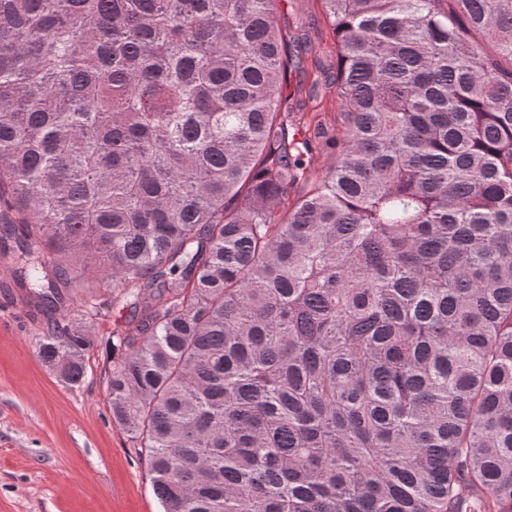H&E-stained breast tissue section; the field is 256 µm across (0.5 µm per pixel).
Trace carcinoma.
Wrapping results in <instances>:
<instances>
[{"label":"carcinoma","mask_w":512,"mask_h":512,"mask_svg":"<svg viewBox=\"0 0 512 512\" xmlns=\"http://www.w3.org/2000/svg\"><path fill=\"white\" fill-rule=\"evenodd\" d=\"M0 0V224L71 385L62 285L130 313L112 421L163 512H512V0ZM318 149L327 166L303 157ZM285 15L280 24L288 41L297 33L307 34L300 68L292 73L288 81V110L295 112L296 119L304 115L303 121L321 120L328 126L336 124L338 108L334 96L326 90L317 98L309 96L312 82L319 76L318 65L334 60L336 56L334 38L325 20L321 3L317 0H288Z\"/></svg>","instance_id":"obj_1"}]
</instances>
